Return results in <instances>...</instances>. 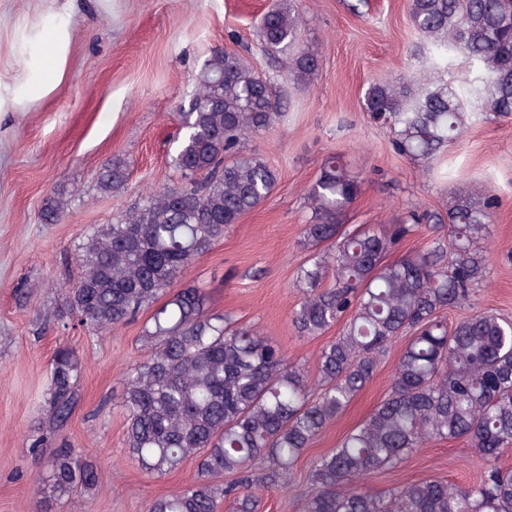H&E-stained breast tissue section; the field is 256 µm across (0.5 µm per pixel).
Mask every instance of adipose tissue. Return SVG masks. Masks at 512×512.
Instances as JSON below:
<instances>
[{"instance_id": "ef3b65f1", "label": "adipose tissue", "mask_w": 512, "mask_h": 512, "mask_svg": "<svg viewBox=\"0 0 512 512\" xmlns=\"http://www.w3.org/2000/svg\"><path fill=\"white\" fill-rule=\"evenodd\" d=\"M67 38V28L60 21L38 29L26 60L29 80L20 90L0 86V110L16 106L19 97L39 98L52 90L63 74Z\"/></svg>"}]
</instances>
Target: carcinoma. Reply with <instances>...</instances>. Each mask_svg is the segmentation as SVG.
<instances>
[{
  "mask_svg": "<svg viewBox=\"0 0 512 512\" xmlns=\"http://www.w3.org/2000/svg\"><path fill=\"white\" fill-rule=\"evenodd\" d=\"M417 51L428 66L367 87L362 105L391 135L394 151L430 164L464 132L475 103L495 118L512 114V0H409ZM303 17L295 0H280L258 23L262 51L288 55V71L308 89L318 75L317 51L300 45ZM462 51L475 67L467 86L429 70ZM190 109L180 115L183 139L174 165L184 184L139 201L115 224L92 228L79 247L80 278L60 289L39 316L110 331L154 308L143 330L146 358L124 379L126 446L141 469L161 476L187 459L196 479L152 501L149 512H256L257 491L278 486L326 424L372 379L380 358L405 339L390 391L331 452L312 461L302 512H512V469L496 465L512 447V320L477 311L453 324L444 312L464 305L487 270L481 243L490 234L495 200L478 184L456 188L443 210L412 207L397 224L346 225L342 215L358 180L329 154L307 201L312 211L301 246L308 252L297 282L303 297L292 318L299 337L341 326L318 354L317 378L287 363L281 347L255 327H237L208 311L198 285L153 304L226 229L262 205L277 172L244 151L247 139L284 116L280 90L236 50L216 48L196 78ZM115 158L97 177L104 194L127 180ZM65 194L46 199L40 219L57 222ZM423 224L446 232L430 247L396 261L395 246ZM83 363L63 346L50 363L43 421L29 438L48 476L45 504L62 506L76 492L99 490L102 471L69 447H46L65 432L80 401ZM462 439L488 462L480 481L460 487L441 478L372 495L358 480L394 468L423 444ZM229 475L225 485L211 478Z\"/></svg>",
  "mask_w": 512,
  "mask_h": 512,
  "instance_id": "cac0c4a2",
  "label": "carcinoma"
}]
</instances>
